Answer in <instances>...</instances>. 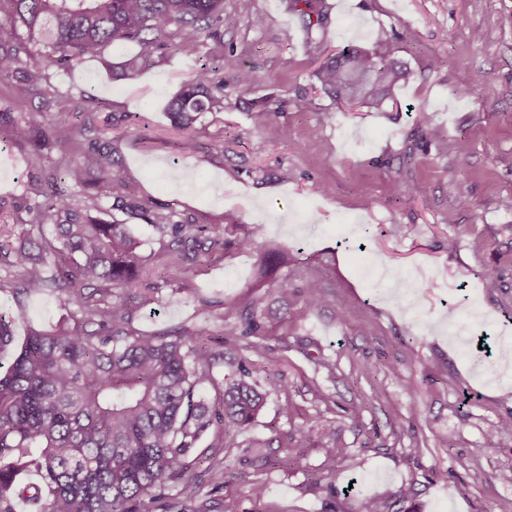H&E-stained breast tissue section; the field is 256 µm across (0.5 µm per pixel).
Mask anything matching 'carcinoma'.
Instances as JSON below:
<instances>
[{
	"label": "carcinoma",
	"instance_id": "obj_1",
	"mask_svg": "<svg viewBox=\"0 0 512 512\" xmlns=\"http://www.w3.org/2000/svg\"><path fill=\"white\" fill-rule=\"evenodd\" d=\"M287 3L307 31L324 24L322 0ZM223 12V0H0V80L20 78L50 112L60 104L49 92L50 68L72 67L117 42L134 41L139 52L124 62L125 75L134 77L158 53H196L205 29L220 37ZM170 25L176 26L173 44L165 41ZM40 46L48 51L23 63L21 54ZM391 53L380 28L372 47L348 45L328 56L313 76L336 104L382 111L394 101L395 86L411 77ZM222 111L224 83H214L213 69L205 64L168 106L182 129L205 112ZM274 113L269 104L252 113L254 128L270 131ZM89 125L42 123L30 116L12 126L18 140L56 145L60 158L57 171L30 187L40 198L39 224L53 226V237L28 230L0 233V261L12 269L0 276V293L19 297L49 289L74 311L71 320L50 330L31 331L0 375V512H15L19 499L37 512H152L162 498L164 512H204L203 504L193 506L165 491L206 462L196 449L210 427H216L217 445L238 447L237 437L257 422L282 380L274 371L262 383L252 379L234 341L212 354L204 329L146 334L133 322L136 308L153 303L173 283L171 273L189 269L203 255L257 247L262 225H251L242 237H226L222 224L176 221L168 209H150L123 195L124 169L87 138ZM80 155L83 164L77 162ZM60 174L97 194L79 200L65 193L55 187ZM104 194L145 218L166 240L156 257L164 274L149 278L148 258L130 225L97 216ZM323 302L320 282L311 281L303 306L288 310V319L297 321ZM202 306L207 312L219 307L221 319H233L226 336L265 335L262 317L235 300H205ZM26 319L21 304L9 316L0 315V348L12 344L14 326ZM215 358L230 368L222 382L213 377ZM208 384L215 391L211 401L201 395ZM320 440L328 456L347 454L333 431L322 430ZM31 469L41 483L20 479Z\"/></svg>",
	"mask_w": 512,
	"mask_h": 512
}]
</instances>
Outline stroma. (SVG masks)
Returning <instances> with one entry per match:
<instances>
[{
    "mask_svg": "<svg viewBox=\"0 0 512 512\" xmlns=\"http://www.w3.org/2000/svg\"><path fill=\"white\" fill-rule=\"evenodd\" d=\"M325 4L326 26L308 34L285 0H224L223 42L201 34L192 56L154 59L129 78L119 66L139 47L127 41L103 59L49 70L63 104L91 113L90 136L124 168L127 194L196 224L262 223V243L288 258L265 276L255 250L201 257L184 273L185 288L163 289L136 313L137 330L205 326L218 342L224 323L202 312V299L254 307L268 333L256 339L260 352L247 355L253 375L263 378L273 357L286 385L238 447H216L213 433L204 435L214 466L191 471L189 487L210 512H358L363 494L385 500L389 512H512V433L485 444L512 413V369L489 376L474 365L512 340V208L504 205L512 197V0ZM380 28L413 74L395 89L393 106L349 111L313 90L328 54L371 46ZM477 30L484 41H473ZM204 62L224 84V109L202 115L196 150L184 159L167 106ZM241 67L257 77L247 91L237 87ZM479 74L476 98L456 95ZM301 95L308 107L299 112ZM268 102L278 108L272 138L251 119ZM39 107L23 81L0 83V205L30 225L38 217L28 186L58 152L16 141L11 123ZM129 112L136 128L126 126ZM431 127L446 154L428 144ZM394 179L419 190L391 191ZM494 267L504 275L489 290L484 274ZM312 279L322 283L324 304L288 322L286 304L301 305ZM25 304L28 320L15 326V344L0 349L1 367L28 328L52 327L67 312L57 293ZM355 405L356 424L347 416ZM325 428L349 456L326 455ZM301 431L308 440H298ZM265 454L290 463L264 466ZM476 469L484 482L471 481ZM258 484L268 487L260 498ZM404 486L410 498H399Z\"/></svg>",
    "mask_w": 512,
    "mask_h": 512,
    "instance_id": "35a3bbf8",
    "label": "stroma"
}]
</instances>
